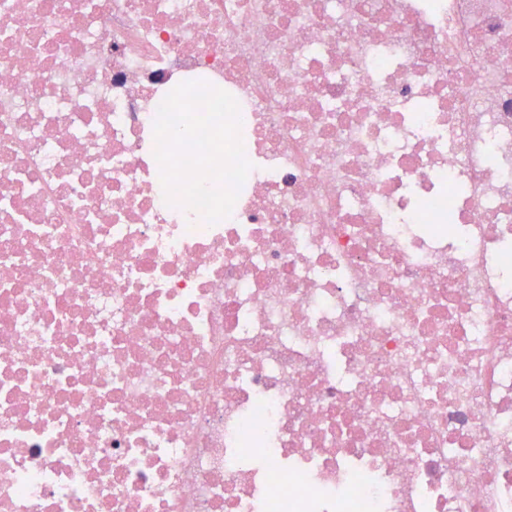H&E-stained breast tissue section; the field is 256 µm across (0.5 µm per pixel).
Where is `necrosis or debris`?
I'll return each mask as SVG.
<instances>
[{
    "instance_id": "1",
    "label": "necrosis or debris",
    "mask_w": 512,
    "mask_h": 512,
    "mask_svg": "<svg viewBox=\"0 0 512 512\" xmlns=\"http://www.w3.org/2000/svg\"><path fill=\"white\" fill-rule=\"evenodd\" d=\"M0 512H512V0H0Z\"/></svg>"
}]
</instances>
